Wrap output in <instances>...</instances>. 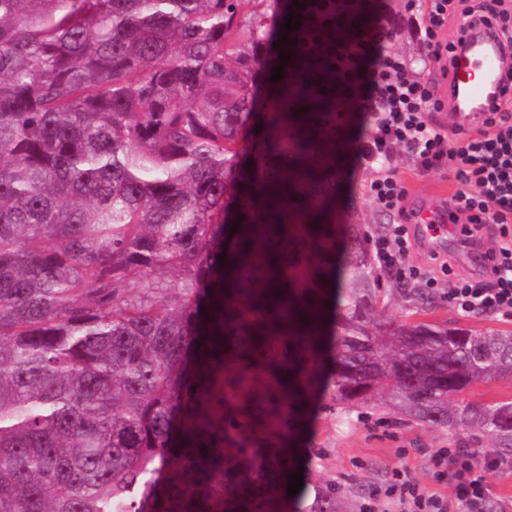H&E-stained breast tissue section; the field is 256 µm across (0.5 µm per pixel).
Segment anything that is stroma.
I'll list each match as a JSON object with an SVG mask.
<instances>
[{
    "instance_id": "stroma-1",
    "label": "stroma",
    "mask_w": 512,
    "mask_h": 512,
    "mask_svg": "<svg viewBox=\"0 0 512 512\" xmlns=\"http://www.w3.org/2000/svg\"><path fill=\"white\" fill-rule=\"evenodd\" d=\"M405 0H365L361 7L367 16L384 11L396 26L388 46L409 59H419L424 50L413 26L403 21ZM366 127L363 113L350 105H340L336 133L341 143L344 162L336 174L333 222L338 229L346 225H361L365 236L381 235L388 222L371 202L369 183L372 172L359 168L356 142ZM398 175L405 183L410 199L429 196L436 187H454L453 174L447 168L427 173L419 171L404 151L395 157ZM478 270L462 260H454L447 280L430 295L424 311H417L414 300L401 293L394 271L381 272V301L377 312L381 321L398 326L422 321L431 324L467 328L474 331L489 329L512 331V316L457 311L448 301L450 283L465 277H475ZM512 401V375L489 378L470 385L454 396L457 405H485ZM295 466L303 470L305 499H312L316 487L335 484L339 495L352 505L380 489L394 471L407 470L420 485L441 495H448L447 482L437 481L431 462L433 451L440 448H462L466 445L465 431L420 425L382 402L370 408L344 413L332 391L318 396L310 417L296 436Z\"/></svg>"
}]
</instances>
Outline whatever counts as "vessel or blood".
<instances>
[{
  "label": "vessel or blood",
  "mask_w": 512,
  "mask_h": 512,
  "mask_svg": "<svg viewBox=\"0 0 512 512\" xmlns=\"http://www.w3.org/2000/svg\"><path fill=\"white\" fill-rule=\"evenodd\" d=\"M446 64L452 79L448 89L452 119L467 126L499 100L505 79L512 72V46L506 45L495 30L477 25L449 52ZM414 227L426 250L441 254L467 251L439 196L421 200Z\"/></svg>",
  "instance_id": "1"
}]
</instances>
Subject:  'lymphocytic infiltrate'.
I'll return each instance as SVG.
<instances>
[{"label": "lymphocytic infiltrate", "instance_id": "lymphocytic-infiltrate-1", "mask_svg": "<svg viewBox=\"0 0 512 512\" xmlns=\"http://www.w3.org/2000/svg\"><path fill=\"white\" fill-rule=\"evenodd\" d=\"M405 10L426 47L423 71L392 52L384 27L372 26L347 8L346 0H298L290 6L300 20L288 52L295 62L323 54L332 77L329 89L371 121L356 153L359 165L375 172L372 202L392 219L374 241L380 267L395 269L399 280L416 281L430 291L451 269L450 260L435 253L426 264L406 261L413 246L408 189L392 165L401 147L420 170L445 166L454 174L449 211L463 221V241L479 256V275L459 281L449 301L466 314L512 316V100L493 105L473 131L446 128L435 118L445 108L435 91L438 78L446 74L443 57L476 20L494 22L512 43V0H406ZM450 29L455 32L451 38L446 35ZM488 227L494 238L489 248L483 242ZM433 464L438 479L451 486L450 496L420 486L403 470L381 490L388 506L395 512H507L487 481L489 472L506 470L507 461L474 448L436 454Z\"/></svg>", "mask_w": 512, "mask_h": 512}]
</instances>
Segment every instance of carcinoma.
I'll return each mask as SVG.
<instances>
[{
	"label": "carcinoma",
	"mask_w": 512,
	"mask_h": 512,
	"mask_svg": "<svg viewBox=\"0 0 512 512\" xmlns=\"http://www.w3.org/2000/svg\"><path fill=\"white\" fill-rule=\"evenodd\" d=\"M288 8L0 0V512H288L320 390L512 459V401H449L512 333L380 323L359 228L337 252L325 60L270 80ZM156 271L175 305L132 295Z\"/></svg>",
	"instance_id": "cac0c4a2"
}]
</instances>
